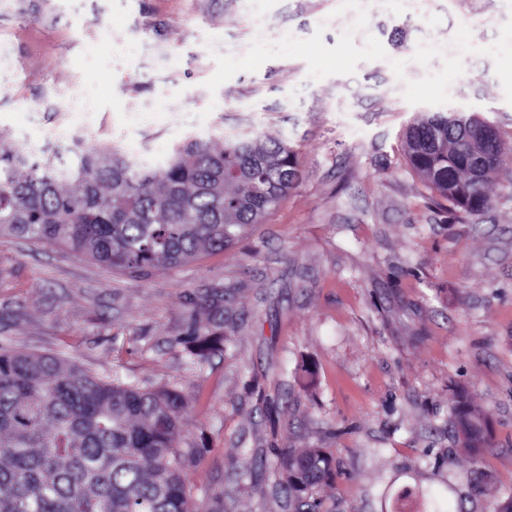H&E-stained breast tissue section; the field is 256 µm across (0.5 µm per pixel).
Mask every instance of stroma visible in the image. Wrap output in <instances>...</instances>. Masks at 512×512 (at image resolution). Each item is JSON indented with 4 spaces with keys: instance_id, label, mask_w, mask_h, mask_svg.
I'll list each match as a JSON object with an SVG mask.
<instances>
[{
    "instance_id": "35a3bbf8",
    "label": "stroma",
    "mask_w": 512,
    "mask_h": 512,
    "mask_svg": "<svg viewBox=\"0 0 512 512\" xmlns=\"http://www.w3.org/2000/svg\"><path fill=\"white\" fill-rule=\"evenodd\" d=\"M510 31L512 0H0V131L33 151L156 163L247 131L297 153L264 223L147 277L0 237V346L179 390L194 512H294L290 448L332 454L322 512L421 487L493 512L474 485H512V162L490 210L453 219L404 133L457 107L512 146V69L489 52ZM199 321L229 340L201 368ZM460 392L492 417L475 458L448 434Z\"/></svg>"
}]
</instances>
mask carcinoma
Returning <instances> with one entry per match:
<instances>
[{"label": "carcinoma", "instance_id": "obj_1", "mask_svg": "<svg viewBox=\"0 0 512 512\" xmlns=\"http://www.w3.org/2000/svg\"><path fill=\"white\" fill-rule=\"evenodd\" d=\"M471 115L427 112L405 133L410 166L448 213L475 217L492 205L495 167L472 174L469 159L495 150ZM296 154L283 140L262 143L190 136L162 163L132 162L118 145L35 154L0 133V236L62 247L146 276L205 250L222 251L260 224L294 185ZM224 337L196 328L186 341L197 365ZM184 397L104 381L49 354L0 349V512H192L174 448ZM448 425L474 456L489 447L487 410L458 397ZM295 512H321L310 488L332 476L323 448L281 453ZM496 512H512V487H484ZM423 512H451L448 499L421 492Z\"/></svg>", "mask_w": 512, "mask_h": 512}]
</instances>
